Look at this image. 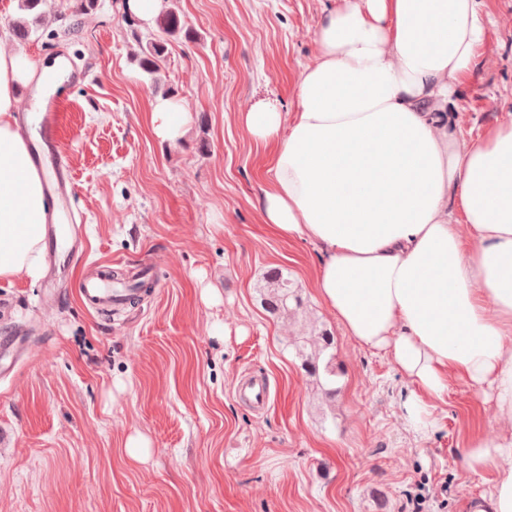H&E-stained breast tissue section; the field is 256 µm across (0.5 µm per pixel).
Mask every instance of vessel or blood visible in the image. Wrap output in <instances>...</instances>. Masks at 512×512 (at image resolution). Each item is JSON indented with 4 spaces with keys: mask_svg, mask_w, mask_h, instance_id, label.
<instances>
[{
    "mask_svg": "<svg viewBox=\"0 0 512 512\" xmlns=\"http://www.w3.org/2000/svg\"><path fill=\"white\" fill-rule=\"evenodd\" d=\"M62 107L59 97L52 96L44 101L40 107L39 138L33 145L35 165L47 175L45 193L54 216L74 213L75 178L71 163L61 148ZM78 288L84 306L91 310L118 305L126 293L125 288L113 281L112 266L108 263L82 277ZM270 390L267 377L252 375L242 379L238 393L254 409L260 410L267 406Z\"/></svg>",
    "mask_w": 512,
    "mask_h": 512,
    "instance_id": "1",
    "label": "vessel or blood"
}]
</instances>
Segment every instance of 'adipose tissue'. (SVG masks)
<instances>
[{
    "label": "adipose tissue",
    "mask_w": 512,
    "mask_h": 512,
    "mask_svg": "<svg viewBox=\"0 0 512 512\" xmlns=\"http://www.w3.org/2000/svg\"><path fill=\"white\" fill-rule=\"evenodd\" d=\"M485 0H342L315 31L296 105L242 113L274 144L263 218L323 258L315 289L348 336L391 351L415 390L407 411L449 377L475 385L512 420V121L465 139L448 114L488 35ZM63 60L39 69L0 48V278H39L47 207L17 115L18 91L49 89ZM186 105L158 98L153 135L176 141ZM467 224L464 241L457 224ZM468 472L491 474L469 512H512V431L474 432Z\"/></svg>",
    "instance_id": "ef3b65f1"
}]
</instances>
